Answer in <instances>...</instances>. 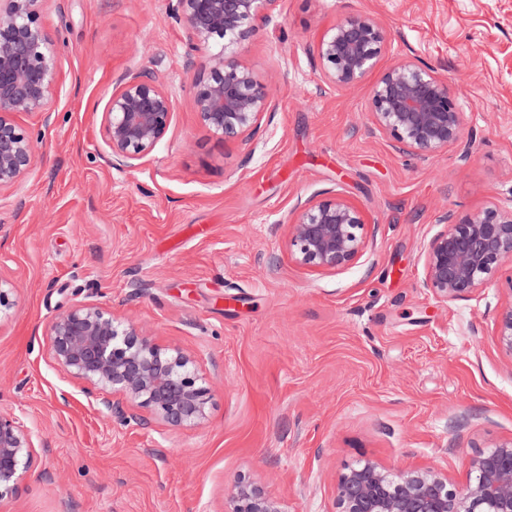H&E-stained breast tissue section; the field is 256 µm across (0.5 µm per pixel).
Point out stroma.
Here are the masks:
<instances>
[{
	"label": "stroma",
	"mask_w": 512,
	"mask_h": 512,
	"mask_svg": "<svg viewBox=\"0 0 512 512\" xmlns=\"http://www.w3.org/2000/svg\"><path fill=\"white\" fill-rule=\"evenodd\" d=\"M362 14L389 31V58L453 83L470 155L403 152L371 122L370 83L322 81L319 34ZM43 21L61 92L32 173L0 199L14 301L0 414L26 415L42 442L0 512H222L239 481L285 512H338L335 487L359 463L431 466L459 486L469 457L512 440V357L494 331L506 283L440 302L422 249L447 219L512 207V0H283L240 56L279 98L249 145L198 122L199 57L170 0H47ZM130 71L175 102L134 168L113 165L100 135ZM338 195L365 210L368 249L308 272L283 221L297 200ZM84 301L192 358L211 390L201 424L167 428L121 397L108 418L88 404L45 345Z\"/></svg>",
	"instance_id": "obj_1"
}]
</instances>
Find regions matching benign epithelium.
<instances>
[{
  "mask_svg": "<svg viewBox=\"0 0 512 512\" xmlns=\"http://www.w3.org/2000/svg\"><path fill=\"white\" fill-rule=\"evenodd\" d=\"M46 0H0V195L18 187L34 165L30 119L44 127L55 112L60 63L42 21ZM281 0H174L171 14L200 58L194 83L198 121L210 133L249 144L276 111L273 87L238 60L255 22H273ZM390 37L370 15L346 17L328 27L316 46L321 77L333 88L365 81L388 53ZM375 129L403 149L428 156L450 147L468 153L465 111L454 85L410 58L388 65L372 85ZM170 92L155 77L127 72L112 91L101 119L102 140L119 167L142 162L169 130ZM287 223L288 257L310 272H336L364 255L367 215L346 197L297 202ZM424 249V287L442 302L464 300L486 287L512 260V210L488 203L433 235ZM508 297L494 327L500 349L512 357V270ZM52 363L82 384L104 416L118 394L177 429L206 416L210 389L185 353L158 345L132 323L98 303L81 302L56 316L47 333ZM41 437L20 415L0 414V504L11 499ZM229 512H286L275 496L233 485ZM338 512H512V440L469 459L467 481L455 486L434 468L390 471L367 461L343 473L335 488Z\"/></svg>",
  "mask_w": 512,
  "mask_h": 512,
  "instance_id": "benign-epithelium-1",
  "label": "benign epithelium"
}]
</instances>
